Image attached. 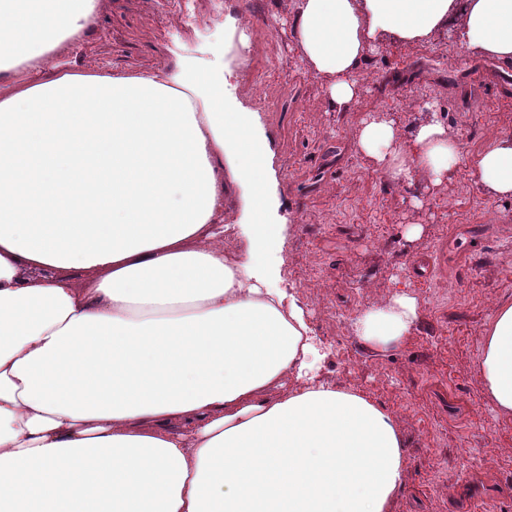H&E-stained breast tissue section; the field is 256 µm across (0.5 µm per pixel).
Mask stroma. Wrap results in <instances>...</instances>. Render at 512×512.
<instances>
[{"mask_svg": "<svg viewBox=\"0 0 512 512\" xmlns=\"http://www.w3.org/2000/svg\"><path fill=\"white\" fill-rule=\"evenodd\" d=\"M184 2L104 0L65 65L147 74L181 55L217 78L232 68L236 101L255 112L272 154L267 220L286 227L282 248L267 256L269 285L304 309L325 349L318 375L364 391L398 419L408 468L394 512H512V419L487 399L479 370L483 331L512 300V200L488 198L467 176L494 133L512 132V66L449 34L424 46L388 42L358 74L351 110L335 112L290 36L295 0H195L191 19ZM228 14L248 20V51L226 46ZM427 100L459 148V170L439 188L401 187L358 151L361 122L384 112L406 129ZM413 224L423 232L412 241ZM474 224L486 228L475 256L414 278L415 260ZM398 291L418 298V325L404 345L369 353L354 322Z\"/></svg>", "mask_w": 512, "mask_h": 512, "instance_id": "obj_1", "label": "stroma"}]
</instances>
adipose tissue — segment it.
Masks as SVG:
<instances>
[{"label": "adipose tissue", "instance_id": "ef3b65f1", "mask_svg": "<svg viewBox=\"0 0 512 512\" xmlns=\"http://www.w3.org/2000/svg\"><path fill=\"white\" fill-rule=\"evenodd\" d=\"M102 0H0V512H394L397 419L318 380L304 310L263 273L270 154L229 77L180 57L139 74L74 71ZM291 34L333 111L386 41L453 33L512 64V0H296ZM357 145L393 182H450L438 116L369 115ZM512 199V133L467 167ZM253 224L224 252V199ZM418 322L400 292L356 321L365 350ZM480 373L512 418V301L482 336Z\"/></svg>", "mask_w": 512, "mask_h": 512}]
</instances>
